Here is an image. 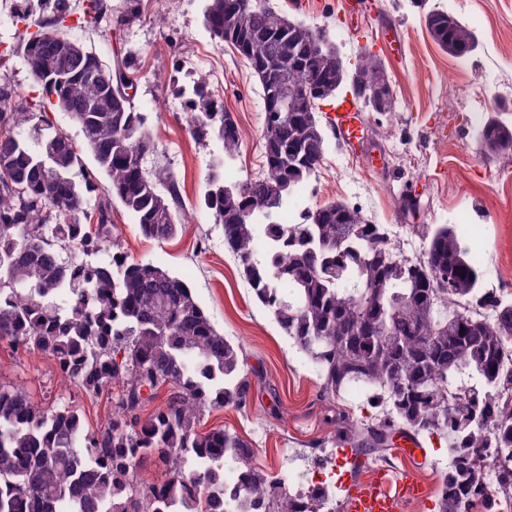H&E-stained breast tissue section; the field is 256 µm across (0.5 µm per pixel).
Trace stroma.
<instances>
[{
	"mask_svg": "<svg viewBox=\"0 0 512 512\" xmlns=\"http://www.w3.org/2000/svg\"><path fill=\"white\" fill-rule=\"evenodd\" d=\"M127 25L115 37L78 27L71 37L111 58L114 47L131 51L138 63V100L147 112L156 150L146 160L151 172L179 185L182 212L193 213L172 239L144 238L120 205L112 222L123 251L183 277L216 330L242 346L249 399L239 408L208 409L200 431L224 428L248 439L257 467L276 477L309 482L351 483V475L315 466L316 456L333 452V404L306 354L273 315L258 303L224 232L198 211L207 164L217 143L195 139L179 119L184 101L177 88L157 83V73L191 71L220 79L224 107L244 138L231 176L259 173L263 155L260 87L243 58L216 45L202 26V0H108ZM289 19L325 29L347 62L367 53L380 59L394 88L388 112H363L361 139L329 148L301 203L339 201L359 208L384 225L398 252L422 256L427 242L421 224L451 225L471 260L487 276L484 285L512 298V154L487 156L476 136L487 118L512 121V0H435L474 31L476 49L461 60L430 36L423 8L409 0H376L377 13L359 28L347 25L350 0H274ZM165 102V112L153 110ZM0 382L25 388L40 403L70 402L96 430L112 414L119 386L95 397L64 383L51 356L0 341ZM414 463L428 487L425 498L405 512H438L440 475L448 465L445 441L422 440Z\"/></svg>",
	"mask_w": 512,
	"mask_h": 512,
	"instance_id": "1",
	"label": "stroma"
}]
</instances>
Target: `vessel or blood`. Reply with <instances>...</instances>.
Masks as SVG:
<instances>
[{"instance_id":"obj_1","label":"vessel or blood","mask_w":512,"mask_h":512,"mask_svg":"<svg viewBox=\"0 0 512 512\" xmlns=\"http://www.w3.org/2000/svg\"><path fill=\"white\" fill-rule=\"evenodd\" d=\"M336 129L339 135L357 136V108L352 100L337 102ZM423 489L414 469L397 470L389 466L373 469L362 481L349 485L344 512H399L403 502L422 497Z\"/></svg>"}]
</instances>
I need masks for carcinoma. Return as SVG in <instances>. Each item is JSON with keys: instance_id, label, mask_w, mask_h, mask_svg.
<instances>
[{"instance_id": "1", "label": "carcinoma", "mask_w": 512, "mask_h": 512, "mask_svg": "<svg viewBox=\"0 0 512 512\" xmlns=\"http://www.w3.org/2000/svg\"><path fill=\"white\" fill-rule=\"evenodd\" d=\"M70 14L57 0L53 17L25 23L13 53L22 55L37 94L24 108L0 88V341L49 353L60 372L98 394H121L106 424L86 429L72 403L49 407L24 390L0 384V512H295L282 481L253 464L255 448L226 429L197 431L207 407H240L249 386L243 348L219 334L190 285L166 268L134 261L112 224L119 203L149 239L174 237L185 215L175 181L145 167L154 144L137 95L90 76L82 43L51 36ZM126 22L104 0L82 24L112 30ZM439 45L458 58L477 39L443 8L425 14ZM202 24L216 42L242 39V57L261 87L262 172L233 183L223 159L208 164L199 200L222 226L257 301L308 354L323 395L338 400L361 389L383 415L351 418L339 411L334 442L358 458H386L397 434L448 442L439 512L495 492L512 498V300L482 287L486 271L471 263L453 228L422 225L423 257L409 259L384 228L346 204L306 206L283 222L291 200L316 175L328 149L320 105L341 89L366 111L360 89L393 91L384 66L363 54L349 70L325 32L292 21L269 0H204ZM306 96L288 111L265 78L270 62ZM100 64L111 75L134 73L133 54ZM61 65L60 82L45 72ZM202 83L180 88L194 107L192 133L221 143L224 159L242 144L233 116ZM73 110L96 170L111 183L112 201L88 211L93 191L80 149L46 109ZM492 155L512 152V125L489 118L479 131ZM169 388L163 404L141 411ZM160 463L166 478L144 482ZM235 467L239 490L227 492ZM333 491L308 487L301 508L320 512Z\"/></svg>"}]
</instances>
